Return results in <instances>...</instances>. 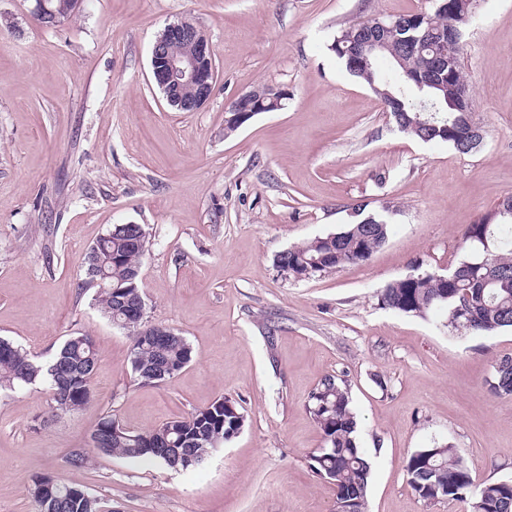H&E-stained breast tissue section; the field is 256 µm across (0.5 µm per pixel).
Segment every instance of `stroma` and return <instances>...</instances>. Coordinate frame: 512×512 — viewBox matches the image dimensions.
<instances>
[{
	"label": "stroma",
	"instance_id": "stroma-1",
	"mask_svg": "<svg viewBox=\"0 0 512 512\" xmlns=\"http://www.w3.org/2000/svg\"><path fill=\"white\" fill-rule=\"evenodd\" d=\"M31 8L0 0V338L44 361L81 332L100 362L76 412L42 385L0 395V512H38L26 486L43 475L104 512H336L310 469L324 440L306 409L328 374L345 380L372 462L369 512H469L415 496L405 468L419 448H456L479 483L512 477V396L486 386L512 329L452 331L446 313L379 302L397 279L457 265L467 227L512 194V0H480L464 37L486 131L468 155L400 132L328 49L355 20L434 0H82L54 27ZM182 18L204 29L216 67L195 112L173 110L150 67ZM262 85L287 89L284 107L225 133L230 104ZM360 202L391 225L367 261L302 280L277 267L290 246L356 221ZM130 223L150 239L149 320L193 348L158 385L133 381L126 332L84 284L90 246ZM224 397L245 426L198 470L65 464L104 416L144 431Z\"/></svg>",
	"mask_w": 512,
	"mask_h": 512
}]
</instances>
